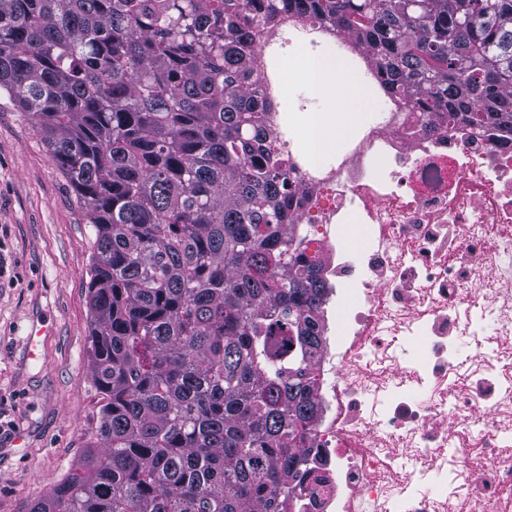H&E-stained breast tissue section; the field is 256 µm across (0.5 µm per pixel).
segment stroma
I'll use <instances>...</instances> for the list:
<instances>
[{
  "label": "stroma",
  "mask_w": 512,
  "mask_h": 512,
  "mask_svg": "<svg viewBox=\"0 0 512 512\" xmlns=\"http://www.w3.org/2000/svg\"><path fill=\"white\" fill-rule=\"evenodd\" d=\"M95 235L31 114L0 96V512H31L99 437L90 373ZM51 326L29 355L32 318ZM26 442H13L15 432Z\"/></svg>",
  "instance_id": "stroma-1"
}]
</instances>
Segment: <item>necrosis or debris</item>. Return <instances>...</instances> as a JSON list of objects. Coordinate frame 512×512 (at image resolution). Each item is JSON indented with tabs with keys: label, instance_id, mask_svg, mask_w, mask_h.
Here are the masks:
<instances>
[{
	"label": "necrosis or debris",
	"instance_id": "obj_1",
	"mask_svg": "<svg viewBox=\"0 0 512 512\" xmlns=\"http://www.w3.org/2000/svg\"><path fill=\"white\" fill-rule=\"evenodd\" d=\"M287 36L354 63L379 95L334 159L295 160L306 253L357 296L331 305L347 329L315 361L320 478L299 512H512V148L464 126L415 133L354 40L320 23ZM353 217L360 252L345 246ZM454 440L485 460L480 477ZM405 456L421 472L396 471Z\"/></svg>",
	"mask_w": 512,
	"mask_h": 512
}]
</instances>
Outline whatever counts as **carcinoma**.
Instances as JSON below:
<instances>
[{
  "instance_id": "cac0c4a2",
  "label": "carcinoma",
  "mask_w": 512,
  "mask_h": 512,
  "mask_svg": "<svg viewBox=\"0 0 512 512\" xmlns=\"http://www.w3.org/2000/svg\"><path fill=\"white\" fill-rule=\"evenodd\" d=\"M356 40L423 133L512 135V0H0V94L95 230L102 446L32 512H293L330 294L261 50Z\"/></svg>"
}]
</instances>
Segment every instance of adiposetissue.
Here are the masks:
<instances>
[{
	"label": "adipose tissue",
	"instance_id": "adipose-tissue-1",
	"mask_svg": "<svg viewBox=\"0 0 512 512\" xmlns=\"http://www.w3.org/2000/svg\"><path fill=\"white\" fill-rule=\"evenodd\" d=\"M290 86H317L320 95L331 98L330 109L313 113L308 121V140L316 160L327 159L351 136L362 112L371 109L368 92L361 89L356 75L341 61L326 57L301 66H287Z\"/></svg>",
	"mask_w": 512,
	"mask_h": 512
}]
</instances>
